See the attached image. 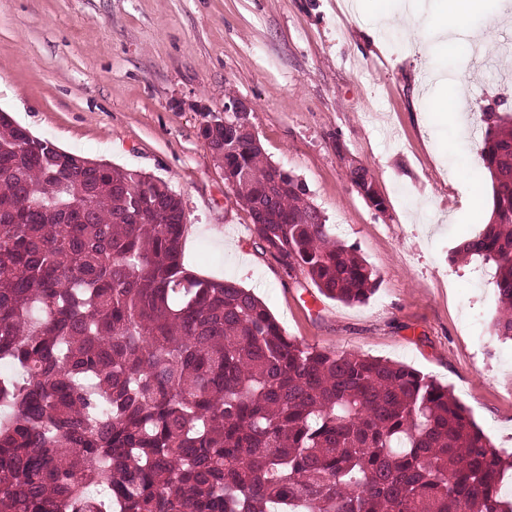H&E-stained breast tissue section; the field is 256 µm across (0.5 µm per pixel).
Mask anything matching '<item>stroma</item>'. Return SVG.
Here are the masks:
<instances>
[{"label":"stroma","mask_w":512,"mask_h":512,"mask_svg":"<svg viewBox=\"0 0 512 512\" xmlns=\"http://www.w3.org/2000/svg\"><path fill=\"white\" fill-rule=\"evenodd\" d=\"M400 0H0V111L61 149L165 181L186 214L185 265L255 292L287 336L407 364L448 385L512 449V341L493 336V270L449 255L482 223L483 108L512 114V0L471 16L482 47L379 27ZM465 89L462 132L431 112ZM249 100L265 154L377 272L363 303L302 287L256 250L251 220L200 135ZM366 169L375 210L350 182Z\"/></svg>","instance_id":"35a3bbf8"}]
</instances>
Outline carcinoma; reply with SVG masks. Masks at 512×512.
<instances>
[{
    "mask_svg": "<svg viewBox=\"0 0 512 512\" xmlns=\"http://www.w3.org/2000/svg\"><path fill=\"white\" fill-rule=\"evenodd\" d=\"M490 219L450 260L496 266L512 338V120L483 113ZM256 247L343 304L376 271L262 145L224 146ZM350 181L384 210L365 169ZM180 197L0 112V512H512V453L409 365L285 334L182 259Z\"/></svg>",
    "mask_w": 512,
    "mask_h": 512,
    "instance_id": "carcinoma-1",
    "label": "carcinoma"
}]
</instances>
